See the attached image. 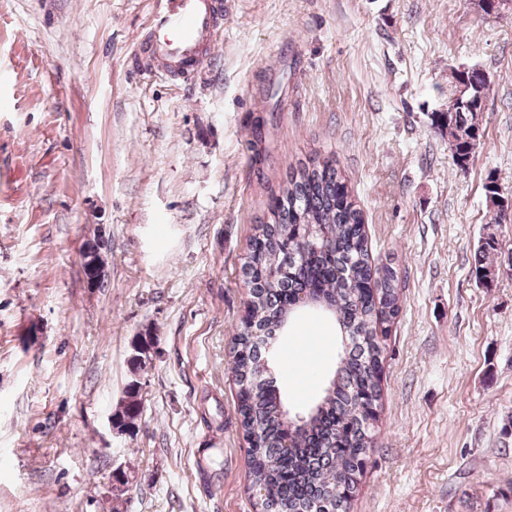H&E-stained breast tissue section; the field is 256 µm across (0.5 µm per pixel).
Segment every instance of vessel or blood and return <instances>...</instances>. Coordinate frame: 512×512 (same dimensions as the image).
<instances>
[{"instance_id": "obj_1", "label": "vessel or blood", "mask_w": 512, "mask_h": 512, "mask_svg": "<svg viewBox=\"0 0 512 512\" xmlns=\"http://www.w3.org/2000/svg\"><path fill=\"white\" fill-rule=\"evenodd\" d=\"M223 16V0H163L141 50L166 73L191 79L210 62L206 41Z\"/></svg>"}]
</instances>
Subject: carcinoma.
<instances>
[{
	"instance_id": "carcinoma-1",
	"label": "carcinoma",
	"mask_w": 512,
	"mask_h": 512,
	"mask_svg": "<svg viewBox=\"0 0 512 512\" xmlns=\"http://www.w3.org/2000/svg\"><path fill=\"white\" fill-rule=\"evenodd\" d=\"M462 75L479 85L473 108L429 113L432 128L448 132L457 165L466 166L480 141L479 114L489 83L475 70ZM268 119L255 117L246 148L256 179H264ZM86 249L107 265V242L93 236ZM247 300L232 337L231 371L239 387V415L249 441V480L259 512H349L370 448L381 399L383 325L399 312L396 271L372 264L363 215L336 167L316 158L289 167L268 220L256 225L241 268ZM325 302L320 319L336 321V368L320 398L297 427L268 372L267 349L288 333L297 304ZM141 414L138 392L127 388L115 416L125 427Z\"/></svg>"
}]
</instances>
